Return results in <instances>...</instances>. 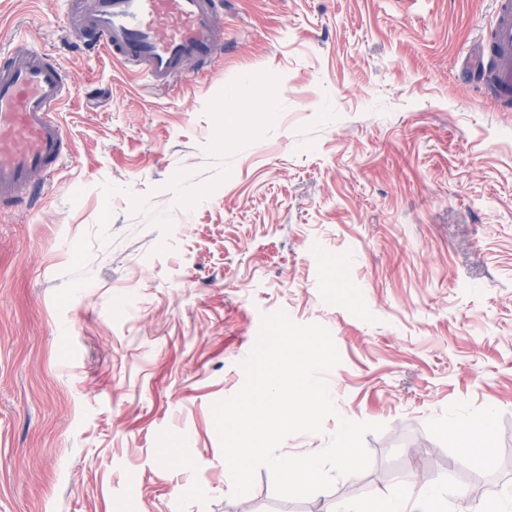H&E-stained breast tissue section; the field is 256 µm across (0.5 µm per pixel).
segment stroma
<instances>
[{
  "label": "stroma",
  "instance_id": "1",
  "mask_svg": "<svg viewBox=\"0 0 512 512\" xmlns=\"http://www.w3.org/2000/svg\"><path fill=\"white\" fill-rule=\"evenodd\" d=\"M73 8L0 0V50L29 41L76 90L70 155L0 214V512L276 500L264 467L233 496L212 407L278 311L340 355L335 415L280 455L384 426L329 497L511 493L512 103L487 105L476 67L495 0H224L222 60L162 92L78 44ZM486 413L492 450L460 451ZM462 469L493 488L457 497Z\"/></svg>",
  "mask_w": 512,
  "mask_h": 512
}]
</instances>
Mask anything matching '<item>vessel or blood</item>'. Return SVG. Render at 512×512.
Instances as JSON below:
<instances>
[{"instance_id": "obj_1", "label": "vessel or blood", "mask_w": 512, "mask_h": 512, "mask_svg": "<svg viewBox=\"0 0 512 512\" xmlns=\"http://www.w3.org/2000/svg\"><path fill=\"white\" fill-rule=\"evenodd\" d=\"M496 18L482 45L494 69L486 98L512 88V0H495ZM69 31H91V51L171 86L189 61L224 51L218 0H90ZM72 89L50 54L19 43L0 53V206L39 197L48 176L72 149L59 118Z\"/></svg>"}]
</instances>
